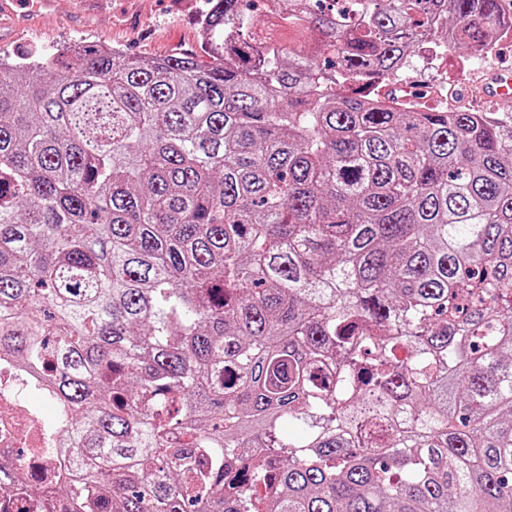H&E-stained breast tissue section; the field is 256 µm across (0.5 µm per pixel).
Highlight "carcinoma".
I'll return each mask as SVG.
<instances>
[{
    "label": "carcinoma",
    "mask_w": 512,
    "mask_h": 512,
    "mask_svg": "<svg viewBox=\"0 0 512 512\" xmlns=\"http://www.w3.org/2000/svg\"><path fill=\"white\" fill-rule=\"evenodd\" d=\"M260 2L0 61V353L71 465L16 512H512V129L369 91L502 0Z\"/></svg>",
    "instance_id": "carcinoma-1"
}]
</instances>
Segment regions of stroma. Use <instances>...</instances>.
Segmentation results:
<instances>
[{
    "label": "stroma",
    "mask_w": 512,
    "mask_h": 512,
    "mask_svg": "<svg viewBox=\"0 0 512 512\" xmlns=\"http://www.w3.org/2000/svg\"><path fill=\"white\" fill-rule=\"evenodd\" d=\"M205 0H54L35 14H0V57L9 60L57 54L74 44H104L130 56L159 57L176 49L199 50L198 22ZM512 68V42L494 56L474 59L451 49L430 69L408 75L415 85L427 80L456 86L459 107L487 112L512 125V109L477 96L479 80L496 69Z\"/></svg>",
    "instance_id": "35a3bbf8"
}]
</instances>
